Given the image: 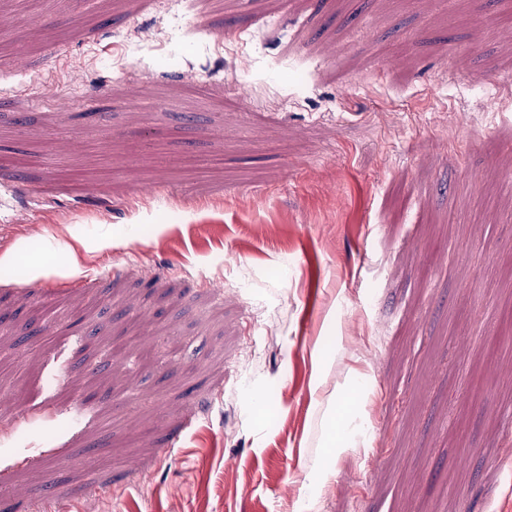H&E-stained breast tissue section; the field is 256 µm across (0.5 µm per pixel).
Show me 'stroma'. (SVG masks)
Instances as JSON below:
<instances>
[{
    "mask_svg": "<svg viewBox=\"0 0 512 512\" xmlns=\"http://www.w3.org/2000/svg\"><path fill=\"white\" fill-rule=\"evenodd\" d=\"M4 255L0 512H512V0H0Z\"/></svg>",
    "mask_w": 512,
    "mask_h": 512,
    "instance_id": "obj_1",
    "label": "stroma"
}]
</instances>
